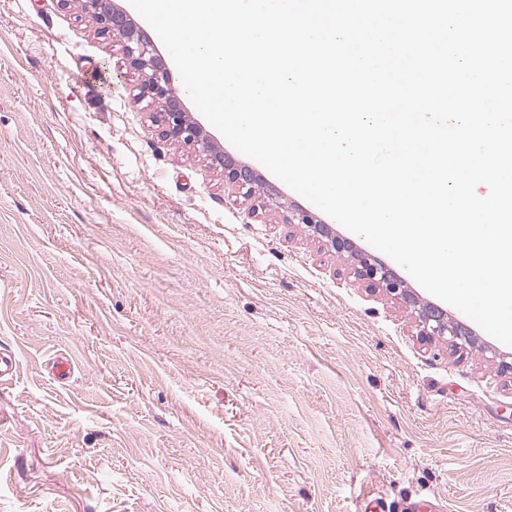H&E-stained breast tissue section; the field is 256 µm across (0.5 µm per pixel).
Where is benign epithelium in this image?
<instances>
[{"mask_svg":"<svg viewBox=\"0 0 512 512\" xmlns=\"http://www.w3.org/2000/svg\"><path fill=\"white\" fill-rule=\"evenodd\" d=\"M84 9L91 13L100 32L110 34L122 43L127 63L141 77L136 100L142 102L148 99L161 104L162 111L157 122L161 126L162 136L183 148L210 157L213 164L224 170V181L248 192L253 191L256 178L252 171L224 160L199 124L186 115L169 69L158 61L154 45L137 30L128 15L120 9L103 6L102 0H84ZM357 261L356 273L359 277L391 294L409 297L404 281L375 257L361 254L357 256ZM419 336L429 341L446 339L458 351L472 343L466 329L449 320L447 313L437 306H425L420 311Z\"/></svg>","mask_w":512,"mask_h":512,"instance_id":"7a95c632","label":"benign epithelium"}]
</instances>
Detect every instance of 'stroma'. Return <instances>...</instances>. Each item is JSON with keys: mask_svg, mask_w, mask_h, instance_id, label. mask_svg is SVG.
Here are the masks:
<instances>
[{"mask_svg": "<svg viewBox=\"0 0 512 512\" xmlns=\"http://www.w3.org/2000/svg\"><path fill=\"white\" fill-rule=\"evenodd\" d=\"M137 79L80 0H0V512H512V346L452 306L471 348L421 340L437 297L360 280L194 104L259 194L166 141Z\"/></svg>", "mask_w": 512, "mask_h": 512, "instance_id": "1", "label": "stroma"}]
</instances>
